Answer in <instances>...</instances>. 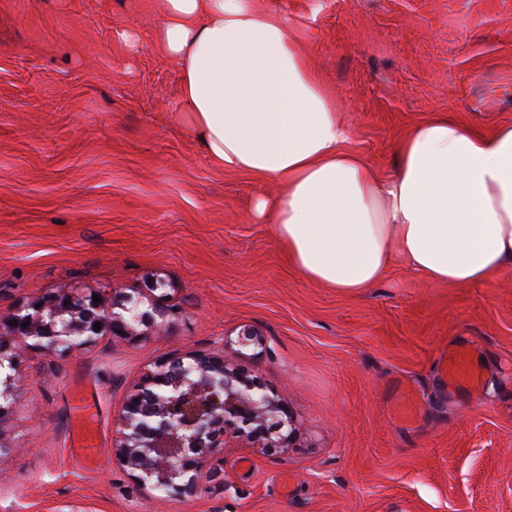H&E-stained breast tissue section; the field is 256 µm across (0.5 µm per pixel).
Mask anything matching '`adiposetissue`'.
Wrapping results in <instances>:
<instances>
[{
	"label": "adipose tissue",
	"instance_id": "obj_1",
	"mask_svg": "<svg viewBox=\"0 0 512 512\" xmlns=\"http://www.w3.org/2000/svg\"><path fill=\"white\" fill-rule=\"evenodd\" d=\"M155 39L179 68L210 160L282 185L253 216L306 279L354 295L398 259L456 287L512 266V123L480 131L433 113L378 177L347 149L348 128L284 15L250 0H162Z\"/></svg>",
	"mask_w": 512,
	"mask_h": 512
}]
</instances>
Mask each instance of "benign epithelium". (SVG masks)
I'll return each mask as SVG.
<instances>
[{"instance_id":"1","label":"benign epithelium","mask_w":512,"mask_h":512,"mask_svg":"<svg viewBox=\"0 0 512 512\" xmlns=\"http://www.w3.org/2000/svg\"><path fill=\"white\" fill-rule=\"evenodd\" d=\"M143 298L115 295L106 307L93 294L61 293L15 309L0 320V365L17 356L6 354L4 338L35 339L34 347L51 354L90 346L100 337L145 338L159 331L175 310L152 292ZM100 323V330L94 324ZM120 430L113 454L121 466L149 491L197 494L214 461L224 453L230 431L261 448H286L296 432L288 407L256 380L224 362V351L175 353L155 363L121 406Z\"/></svg>"}]
</instances>
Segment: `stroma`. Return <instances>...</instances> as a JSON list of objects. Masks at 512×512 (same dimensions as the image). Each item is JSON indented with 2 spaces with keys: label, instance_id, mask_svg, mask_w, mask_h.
Returning a JSON list of instances; mask_svg holds the SVG:
<instances>
[{
  "label": "stroma",
  "instance_id": "stroma-1",
  "mask_svg": "<svg viewBox=\"0 0 512 512\" xmlns=\"http://www.w3.org/2000/svg\"><path fill=\"white\" fill-rule=\"evenodd\" d=\"M252 4L298 29L377 176L431 113L512 123V0ZM160 19L161 0H0V316L64 291L137 298L155 279L178 309L148 337L66 355L9 342L0 512H512V268L457 288L397 262L357 295L305 279L252 219L279 185L207 157ZM468 343L476 400L438 371ZM217 348L287 404L296 439L269 453L231 437L197 495L143 490L112 454L124 397L161 357ZM400 385L414 422L396 415ZM77 389L89 469L71 451Z\"/></svg>",
  "mask_w": 512,
  "mask_h": 512
}]
</instances>
